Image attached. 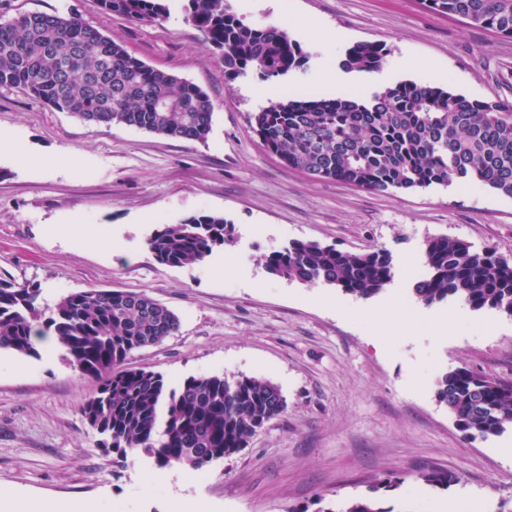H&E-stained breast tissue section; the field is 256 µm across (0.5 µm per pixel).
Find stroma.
Segmentation results:
<instances>
[{
	"mask_svg": "<svg viewBox=\"0 0 512 512\" xmlns=\"http://www.w3.org/2000/svg\"><path fill=\"white\" fill-rule=\"evenodd\" d=\"M250 26L279 25L306 64L279 78L322 88L359 42L388 54L373 72H349L354 97L412 81L469 99L512 103V38L427 10L422 0H229ZM185 0L138 24L99 0H0V22L22 13L73 14L146 65L199 86L213 104L205 141L118 124L85 123L0 87V278L40 288L54 307L72 292L144 293L180 319L178 332L138 349L126 368L186 378L262 377L286 410L248 446L182 481H158L152 458L122 463L100 444L82 405L98 386L60 348L0 351V512L44 499L82 512H338L362 497L394 512H512V431L465 438L435 397L438 377L465 367L512 380V316L457 300L430 306L412 292L427 241L460 240L512 260V197L477 183L385 192L316 179L261 143L254 116L271 103L256 73L228 78L224 60L186 19ZM30 154L49 165L25 163ZM211 213L231 242L203 262L159 263L147 240L165 225ZM360 254L391 252L394 277L357 313L355 296L267 273L263 258L291 241ZM395 306L405 317L382 318ZM453 472L447 487L424 481ZM394 480L382 490L383 480Z\"/></svg>",
	"mask_w": 512,
	"mask_h": 512,
	"instance_id": "stroma-1",
	"label": "stroma"
}]
</instances>
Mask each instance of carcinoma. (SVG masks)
Here are the masks:
<instances>
[{
	"mask_svg": "<svg viewBox=\"0 0 512 512\" xmlns=\"http://www.w3.org/2000/svg\"><path fill=\"white\" fill-rule=\"evenodd\" d=\"M512 37V0H423ZM102 7L138 23L166 18L168 0H101ZM187 20L220 52L225 73L249 70L265 80L301 67V45L276 26H248L226 0H187ZM385 48L359 43L340 61L348 71L381 68ZM0 87L28 92L88 123L123 124L203 141L213 104L196 85L147 66L80 18L28 13L0 23ZM264 147L288 166L318 179L372 191L477 182L512 197V104L470 100L439 87L399 83L367 101L316 91L256 113ZM233 237L224 217L198 214L168 224L147 240L157 261L197 264ZM425 273L413 286L429 306L455 298L473 310L512 316V261L470 250L446 236L428 240ZM265 267L289 281L333 285L357 298L382 292L394 276L390 252L352 254L314 241H294L265 256ZM40 290L0 279V350L30 356L36 338L52 336L85 375L100 381L82 406L104 445L124 459L135 448L159 467L194 471L230 457L286 408L278 385L259 377L186 379L169 389L162 375L125 369L135 350L174 335L178 316L140 292L86 290L63 297L51 311ZM436 397L465 435L486 439L512 429V382L478 378L466 368L446 371ZM341 512H393L373 498L347 502Z\"/></svg>",
	"mask_w": 512,
	"mask_h": 512,
	"instance_id": "cac0c4a2",
	"label": "carcinoma"
}]
</instances>
